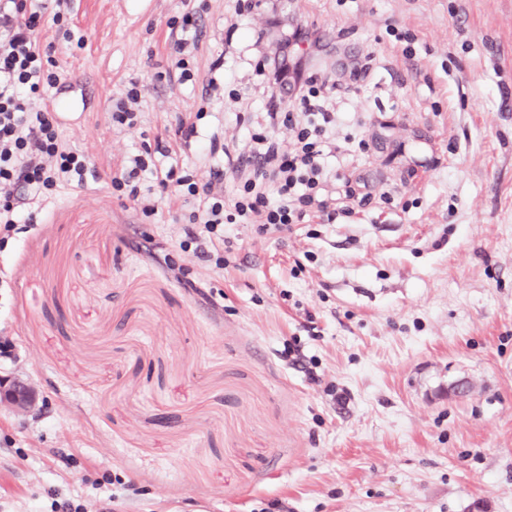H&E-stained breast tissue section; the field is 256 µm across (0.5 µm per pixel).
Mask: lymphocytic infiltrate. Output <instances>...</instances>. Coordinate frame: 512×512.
I'll list each match as a JSON object with an SVG mask.
<instances>
[{
  "instance_id": "1",
  "label": "lymphocytic infiltrate",
  "mask_w": 512,
  "mask_h": 512,
  "mask_svg": "<svg viewBox=\"0 0 512 512\" xmlns=\"http://www.w3.org/2000/svg\"><path fill=\"white\" fill-rule=\"evenodd\" d=\"M45 0H0V247L32 223L24 208L30 201L53 195L59 188L83 187L90 172L86 156L65 145L57 113L48 102L49 89L61 81L51 56L42 45L38 25ZM201 0H184L180 15L167 22L169 73L179 84L195 82V52L204 36ZM264 24L251 30V46H265L257 72L262 90L261 109L240 112L237 122L249 123L247 150L226 155L223 166L200 182L194 171L180 165L176 150L189 148L214 155L224 144L218 136L198 137L197 120L220 94L246 101L237 70L217 58L201 94L194 120H178L172 144L143 145L128 155L112 189L132 201L144 217L154 216L158 202L174 196L191 202L192 228L183 249L224 268V228L229 224H256L261 230L283 231L297 224L335 223L340 211L337 196L371 204L366 183L354 171L337 165L338 124L347 121L336 100L359 92L371 72L372 53L346 57L334 71H312L304 51L319 47L318 33L286 16L268 0ZM287 128L292 146L281 150L273 140ZM230 190H223V183Z\"/></svg>"
}]
</instances>
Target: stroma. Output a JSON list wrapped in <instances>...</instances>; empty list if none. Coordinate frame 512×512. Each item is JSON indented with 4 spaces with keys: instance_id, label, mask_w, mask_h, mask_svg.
<instances>
[{
    "instance_id": "35a3bbf8",
    "label": "stroma",
    "mask_w": 512,
    "mask_h": 512,
    "mask_svg": "<svg viewBox=\"0 0 512 512\" xmlns=\"http://www.w3.org/2000/svg\"><path fill=\"white\" fill-rule=\"evenodd\" d=\"M207 3L202 82L233 11ZM288 7L336 45L321 62L374 52L346 104L371 118L347 162L374 199L334 224L226 225L222 269L181 250L182 199L147 219L112 192L193 110L156 78L181 0H72L81 47L44 20L86 98L60 132L94 174L0 250V375L43 395L30 416L0 408V512H512V0ZM133 80L141 122L114 126ZM294 341L316 378L282 358Z\"/></svg>"
}]
</instances>
